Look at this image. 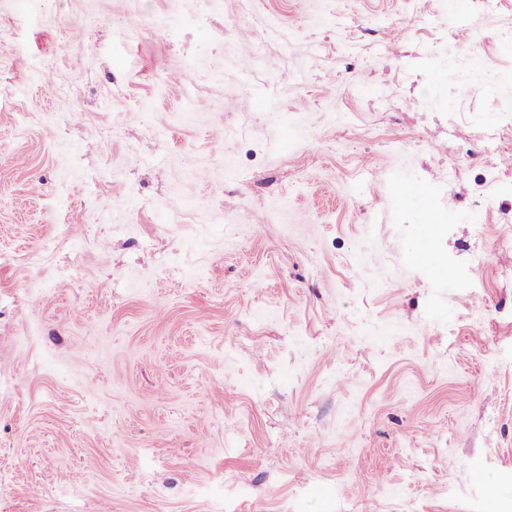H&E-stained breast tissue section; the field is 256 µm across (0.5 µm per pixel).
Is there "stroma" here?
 <instances>
[{"label": "stroma", "instance_id": "stroma-1", "mask_svg": "<svg viewBox=\"0 0 512 512\" xmlns=\"http://www.w3.org/2000/svg\"><path fill=\"white\" fill-rule=\"evenodd\" d=\"M459 2L0 0V512H512V0Z\"/></svg>", "mask_w": 512, "mask_h": 512}]
</instances>
